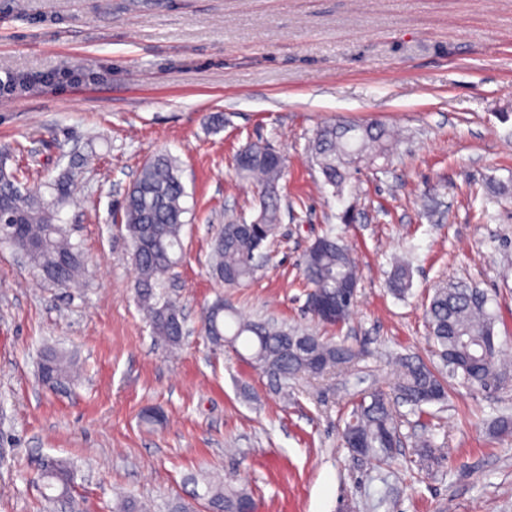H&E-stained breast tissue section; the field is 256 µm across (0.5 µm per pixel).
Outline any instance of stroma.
<instances>
[{
  "instance_id": "stroma-1",
  "label": "stroma",
  "mask_w": 512,
  "mask_h": 512,
  "mask_svg": "<svg viewBox=\"0 0 512 512\" xmlns=\"http://www.w3.org/2000/svg\"><path fill=\"white\" fill-rule=\"evenodd\" d=\"M62 69L74 80H36ZM19 75L32 82L0 98V155L46 196L78 166L59 217L85 285L57 287L0 244V512H48L45 455L74 463L79 512L127 496L205 512L216 474L257 512H512V436L491 431L512 414V382L487 394L449 377L446 402L421 413L394 401L401 446L385 462L340 435L362 393L392 390L399 358L443 369L424 318L436 286L482 292L512 352V0H0V79ZM339 120L381 124L393 144L337 190L311 147ZM252 143L284 159L280 228L254 277L227 288L211 241L261 212L259 185L235 170ZM158 154L179 160L186 192L183 259L161 288L186 319L174 348L139 308L120 210ZM329 230L360 274L338 326L307 311L301 274ZM402 258L412 282L398 298L387 281ZM220 295L358 356L277 381L202 334ZM48 347L71 357L73 384L42 381ZM422 439L445 459L424 464Z\"/></svg>"
}]
</instances>
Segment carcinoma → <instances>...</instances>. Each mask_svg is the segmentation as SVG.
<instances>
[{
  "mask_svg": "<svg viewBox=\"0 0 512 512\" xmlns=\"http://www.w3.org/2000/svg\"><path fill=\"white\" fill-rule=\"evenodd\" d=\"M387 142V131L377 125L339 121L320 128L312 150L326 182L339 188L361 163L386 155ZM245 151L252 162L237 168V172L261 184L262 210L260 219L253 224L223 225L213 241L211 275L228 288L254 276L255 257L279 228L277 212L266 198L275 189L283 168L268 161L267 148L257 143L245 147ZM6 162L0 157V234L48 280L60 288L70 287L81 273L78 251L68 242L62 225L56 223L51 202L37 192H21L19 184L25 172L7 168ZM184 195L179 161L160 154L141 166L121 204L131 259L138 274V300L148 314L152 333L170 346L181 343L184 318L174 302L157 299L156 288L183 257ZM301 270L309 290L336 303L332 324L344 323L355 304V296L344 294L345 286L359 282L349 248L326 233L309 247ZM409 287V265L404 262L389 281V290L402 297ZM425 317L441 359L453 362L455 374L463 384L486 392L501 388L505 353L495 342L494 315L486 309L479 291L437 288ZM201 323L213 346L241 345L254 367L283 379L319 376L328 369L350 365L356 357L353 348L343 341H329L305 330L246 318L222 298L205 308ZM40 374L46 383L62 386L72 377L71 361L63 352L50 348L42 357ZM394 392L422 413L423 406L445 400L447 387L444 378L423 361L402 357ZM345 427L355 432L363 451L389 454L388 440L398 435L389 395L375 391L362 396ZM40 467L43 486L51 491L45 499L51 504L63 502L76 507L72 463L47 456ZM207 500L212 512H245L256 507L247 491L221 485L209 486Z\"/></svg>",
  "mask_w": 512,
  "mask_h": 512,
  "instance_id": "cac0c4a2",
  "label": "carcinoma"
}]
</instances>
